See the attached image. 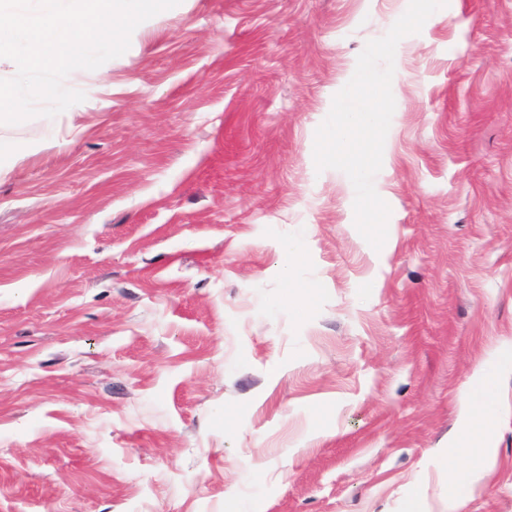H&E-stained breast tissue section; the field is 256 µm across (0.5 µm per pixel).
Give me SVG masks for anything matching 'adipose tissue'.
I'll use <instances>...</instances> for the list:
<instances>
[{
  "instance_id": "ef3b65f1",
  "label": "adipose tissue",
  "mask_w": 512,
  "mask_h": 512,
  "mask_svg": "<svg viewBox=\"0 0 512 512\" xmlns=\"http://www.w3.org/2000/svg\"><path fill=\"white\" fill-rule=\"evenodd\" d=\"M493 395L494 390L489 379L479 374L460 398L467 425L459 434L456 444L467 457L468 463L454 474L459 492H474L492 461L491 452L485 448L484 443L496 421Z\"/></svg>"
}]
</instances>
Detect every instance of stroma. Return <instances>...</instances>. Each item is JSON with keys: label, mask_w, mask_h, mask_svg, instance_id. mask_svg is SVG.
<instances>
[{"label": "stroma", "mask_w": 512, "mask_h": 512, "mask_svg": "<svg viewBox=\"0 0 512 512\" xmlns=\"http://www.w3.org/2000/svg\"><path fill=\"white\" fill-rule=\"evenodd\" d=\"M407 6L181 0L66 79L79 133L0 126V512H512V0L399 42L381 250L315 168ZM480 367L495 466L452 509Z\"/></svg>", "instance_id": "stroma-1"}]
</instances>
